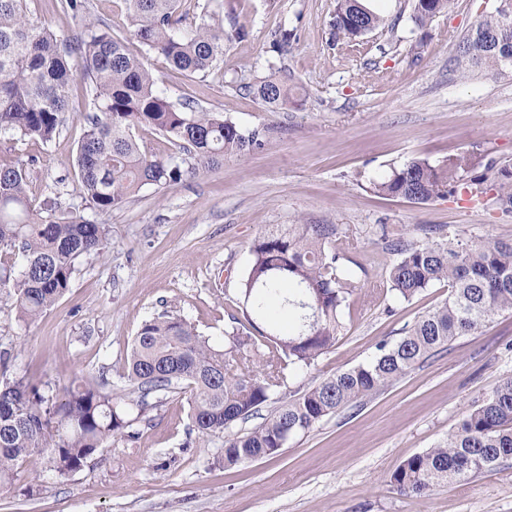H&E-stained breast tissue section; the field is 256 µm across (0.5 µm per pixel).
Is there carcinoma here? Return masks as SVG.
<instances>
[{
  "label": "carcinoma",
  "mask_w": 512,
  "mask_h": 512,
  "mask_svg": "<svg viewBox=\"0 0 512 512\" xmlns=\"http://www.w3.org/2000/svg\"><path fill=\"white\" fill-rule=\"evenodd\" d=\"M130 37L86 24L70 38L29 16L27 0H0V137L52 141L70 88L80 77L92 87L96 111L79 141L74 163L85 207L109 212L123 207L144 187L166 188L229 157L262 151L267 127H241L224 112L176 106L160 91L152 73L131 53L129 38L147 53L163 57L181 74L209 72L224 54V43L245 37L239 25L224 30L222 5L194 0L199 24H180L188 0H125ZM452 0H414L412 19L424 29L448 10ZM458 46V64L469 72L498 78L512 75V0H497ZM336 37L357 42L385 27L365 0H336ZM246 89L266 110L276 112L303 87L265 77ZM150 128L179 152L160 155L138 136ZM472 158L460 154L432 163L411 158L384 176L368 179L382 196L424 205L457 193ZM494 203L512 210V168L494 174ZM345 238V248L336 240ZM109 230L77 212H60L48 195L40 208L29 197L26 169L0 157V252L20 264L0 263V288L15 296L18 318L33 323L70 288L78 260L104 255ZM354 239L337 224H290L249 245L251 263L239 289L252 336L230 326L217 349L187 322L161 314L134 336L125 376L140 401L179 386L189 392L193 430L222 432L246 421L273 400L289 367L312 366L336 344L341 311L355 290L344 268ZM387 290L409 301L441 282L448 299L421 315L397 342L378 345L369 361L340 370L283 402L259 426L224 440V468L277 455L324 417L380 391L417 363L495 316L512 312V240L423 244L397 243ZM288 313V331L261 330L271 303ZM122 390L74 379L56 402L34 385L0 383V491L11 487L17 467L33 455H48L62 472L80 469L97 449L123 437L131 426ZM512 459V377L499 382L463 416L448 439L402 462L391 478L406 494L425 495L441 483L467 478Z\"/></svg>",
  "instance_id": "obj_1"
}]
</instances>
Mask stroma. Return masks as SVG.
<instances>
[{
	"label": "stroma",
	"mask_w": 512,
	"mask_h": 512,
	"mask_svg": "<svg viewBox=\"0 0 512 512\" xmlns=\"http://www.w3.org/2000/svg\"><path fill=\"white\" fill-rule=\"evenodd\" d=\"M32 16L62 36L92 18L123 33L124 0H86V14L27 0ZM336 0H224V24L245 26L208 73L186 77L163 57L142 54L176 103L229 113L245 128L267 126V147L225 159L167 190L143 188L122 208L84 210L72 166L94 109L76 83L73 111L53 140L0 144L21 160L33 199L55 193L63 210L107 225L104 256H86L72 288L35 323L19 322L0 290V358L7 381L38 384L61 399L72 379L123 386L131 342L146 321L169 313L216 346L241 316L238 290L249 243L287 224H340L360 240L345 263L359 288L343 309L335 347L311 368L293 370L285 401L323 378L357 366L395 343L417 318L448 297L447 284L409 301L386 289L394 243L512 239V213L497 209L492 174L512 166V78L463 75L458 44L494 0H453L426 30L412 21V0H370L389 26L359 44L338 40ZM288 31L283 52L271 48ZM275 75L303 86L302 105L264 109L245 89ZM460 152L476 158L460 190L426 205L383 198L366 179L417 157L438 162ZM512 377V313L458 337L379 392L324 417L276 456L225 468L224 433L191 429L181 389L134 407L131 435L97 449L77 471L59 474L48 458H28L0 512H512V460L425 496L401 493L391 476L408 457L447 439L463 415L503 378Z\"/></svg>",
	"instance_id": "1"
}]
</instances>
